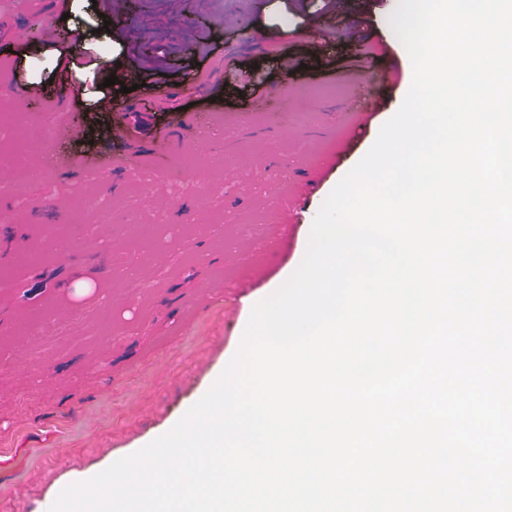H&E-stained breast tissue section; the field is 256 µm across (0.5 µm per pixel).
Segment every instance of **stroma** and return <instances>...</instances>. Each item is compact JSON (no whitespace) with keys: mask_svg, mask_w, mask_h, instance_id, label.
<instances>
[{"mask_svg":"<svg viewBox=\"0 0 512 512\" xmlns=\"http://www.w3.org/2000/svg\"><path fill=\"white\" fill-rule=\"evenodd\" d=\"M398 0H147L99 17L91 0H0V17L37 23L21 48L0 46V112L57 125L75 98L78 137L16 153L0 143V245H17L0 279V512H38L74 475L168 432L214 384L241 344L248 312L299 267L321 205L374 144L413 78L388 18ZM138 34L120 38L123 28ZM76 34L95 70L61 77L59 33ZM231 58L184 150L135 152L179 124L199 68ZM399 68L387 81L383 70ZM258 69L285 106L261 107L238 70ZM113 108L96 101L108 77ZM37 83L39 101L22 87ZM159 96L134 107L148 88ZM122 156L121 172L88 159ZM112 201V221L76 198ZM72 205L60 209L59 204ZM162 213L133 248L126 212ZM47 224L95 226L111 249L58 252ZM131 251L137 288L117 267Z\"/></svg>","mask_w":512,"mask_h":512,"instance_id":"1","label":"stroma"}]
</instances>
